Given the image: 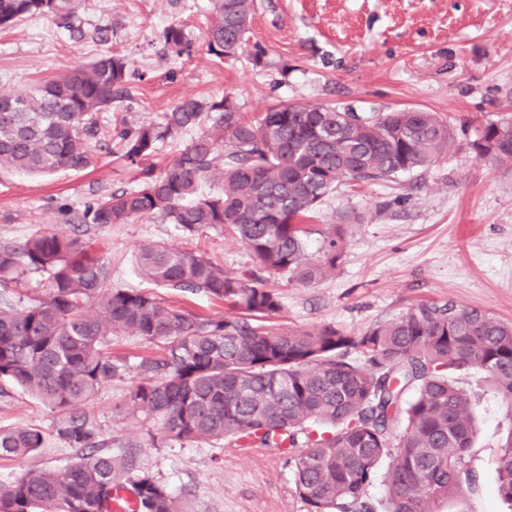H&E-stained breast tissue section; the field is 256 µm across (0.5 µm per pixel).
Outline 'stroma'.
I'll use <instances>...</instances> for the list:
<instances>
[{
  "mask_svg": "<svg viewBox=\"0 0 512 512\" xmlns=\"http://www.w3.org/2000/svg\"><path fill=\"white\" fill-rule=\"evenodd\" d=\"M80 14L88 27L102 28L103 39L71 40L46 17L0 29V94L85 68L110 51L126 57L131 78L125 97L96 115L106 133L158 120L185 97H227L252 116L278 104L365 115L417 108L452 129V150L430 168L394 182L346 183L325 198L318 223L349 219L344 255L333 276L311 286L267 278L282 301L274 324L358 333L413 305L448 300L512 322V166L470 148L486 121L512 118V0H256L249 52L224 61L204 41L210 0H82ZM175 20L190 54L176 55L162 39ZM255 47L261 59L253 58ZM96 153L97 166L80 172H0V245L39 231L79 236L109 266L113 287L126 289L147 286L136 264L146 242L199 248L237 275L251 268L246 247L219 230L183 236L156 216L77 224L96 196L138 183V165L115 145ZM105 351L125 369L79 411L97 451L131 448L137 472L164 485L180 512H307L284 459L268 449L154 440L155 426L132 413L126 396L144 375L141 361L163 358V344L115 336ZM458 381L476 402L479 434L469 455L477 483L458 500L437 503V512H512L498 493L496 465L512 430L506 406L480 373ZM68 421L0 380V428L34 427L45 436L34 454L0 458V481L68 467L77 455L61 434Z\"/></svg>",
  "mask_w": 512,
  "mask_h": 512,
  "instance_id": "1",
  "label": "stroma"
}]
</instances>
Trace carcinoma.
I'll return each mask as SVG.
<instances>
[{
	"label": "carcinoma",
	"mask_w": 512,
	"mask_h": 512,
	"mask_svg": "<svg viewBox=\"0 0 512 512\" xmlns=\"http://www.w3.org/2000/svg\"><path fill=\"white\" fill-rule=\"evenodd\" d=\"M81 0H0V28L49 16L73 40L85 37ZM255 0H211L209 54L233 58L246 47ZM162 38L190 54L180 23ZM125 57H96L74 70L13 94H0V169L52 174L95 164V116L121 100ZM227 99L177 102L158 122L114 129L124 155L137 164L158 142L204 131L138 187L100 196L80 222L108 226L159 216L186 236L220 228L249 251L247 277L224 270L193 249L149 242L139 270L162 288L224 301L222 317H197L153 295L112 287L102 259L79 239L57 232L0 246V286L29 271L49 275L45 299L0 305V380L48 407L74 414L119 373L104 352L123 333L166 346L161 362L144 360L146 376L127 405L153 419L167 440H223L239 448L288 455L294 489L308 512H434L477 476L469 451L475 408L455 375L476 369L507 406L512 421V323L453 301L419 303L396 318L352 334L272 323L281 297L264 275L313 285L336 271L346 225L325 224L317 253L309 224L336 187L350 180H390L425 170L448 154L453 134L434 112L396 109L365 116L325 104H280L249 118ZM472 148L494 165H512V121L485 124ZM215 180L218 195L203 187ZM65 435L74 448L94 446L73 417ZM36 428L0 429V458L43 447ZM499 491L512 502V432L497 459ZM381 483L386 499L370 489ZM129 490L137 512H177L170 492L134 473L128 455L89 453L65 470L28 473L0 483V512H110L112 489Z\"/></svg>",
	"instance_id": "carcinoma-1"
}]
</instances>
